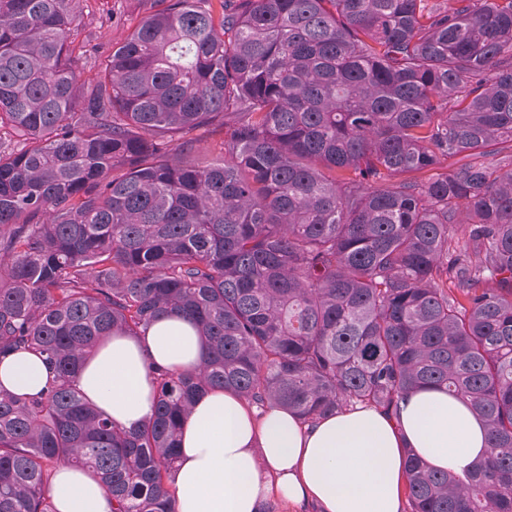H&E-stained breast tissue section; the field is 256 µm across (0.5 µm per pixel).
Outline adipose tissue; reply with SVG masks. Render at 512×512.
Here are the masks:
<instances>
[{"label":"adipose tissue","mask_w":512,"mask_h":512,"mask_svg":"<svg viewBox=\"0 0 512 512\" xmlns=\"http://www.w3.org/2000/svg\"><path fill=\"white\" fill-rule=\"evenodd\" d=\"M202 343L183 317L168 314L136 337L104 342L77 375L84 397L126 429L152 414L150 369L196 367ZM38 355L0 358V390L35 395L52 379ZM172 474L176 512H263L268 500L314 503L319 512H401L404 451L431 468L458 472L487 455L488 431L460 399L425 387L406 395L396 413L357 406L314 424L271 408L256 413L224 392L196 397L179 433ZM57 512H112L99 478L68 465L49 483Z\"/></svg>","instance_id":"adipose-tissue-1"}]
</instances>
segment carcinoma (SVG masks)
Listing matches in <instances>:
<instances>
[{
  "mask_svg": "<svg viewBox=\"0 0 512 512\" xmlns=\"http://www.w3.org/2000/svg\"><path fill=\"white\" fill-rule=\"evenodd\" d=\"M153 5L103 54L72 40L76 0H0V356L56 373L0 391V512H56L60 465L112 512H173L205 392L312 424L425 386L489 452L457 473L407 451L408 512H512V0ZM168 313L202 361L154 367L126 430L76 374Z\"/></svg>",
  "mask_w": 512,
  "mask_h": 512,
  "instance_id": "carcinoma-1",
  "label": "carcinoma"
}]
</instances>
